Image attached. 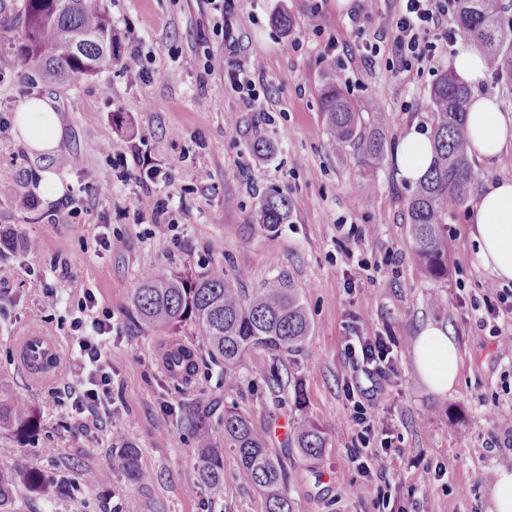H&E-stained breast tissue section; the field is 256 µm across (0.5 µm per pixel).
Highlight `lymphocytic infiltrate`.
Masks as SVG:
<instances>
[{
    "mask_svg": "<svg viewBox=\"0 0 512 512\" xmlns=\"http://www.w3.org/2000/svg\"><path fill=\"white\" fill-rule=\"evenodd\" d=\"M457 9V0H391L387 20V46L365 41L356 50H349L337 37H328L322 51L324 59L338 68H346L353 61L370 63L379 55H386L389 71L407 79L423 70L444 50H452L460 33L449 28L448 17ZM231 90L236 92L246 108H254L261 93L268 89L267 76L260 64L231 63L224 72ZM132 157L140 164L138 178L141 193L137 198L141 212L150 214L161 233L171 229L168 206L160 195L159 185L169 182V175L161 174L146 163L140 151ZM69 343L72 373L76 385H63L61 392L71 400L73 424L82 432L102 429L111 415L112 358L104 349V342L112 330L109 317H97L90 329L75 325ZM344 354L359 370L358 378L345 384V393L351 404L350 419L360 442L359 447L346 452L344 462L359 472L365 483L363 492L373 504L387 501L384 486L375 482V474H386L391 464V439H377L378 426L373 412L383 383L393 372L391 339L387 336L348 337Z\"/></svg>",
    "mask_w": 512,
    "mask_h": 512,
    "instance_id": "f902f5d3",
    "label": "lymphocytic infiltrate"
}]
</instances>
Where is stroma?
<instances>
[{"label":"stroma","instance_id":"1","mask_svg":"<svg viewBox=\"0 0 512 512\" xmlns=\"http://www.w3.org/2000/svg\"><path fill=\"white\" fill-rule=\"evenodd\" d=\"M96 3L123 41L121 63L60 86L0 74V229L18 227L40 242L38 251L0 258V402L30 404L39 422L22 437L0 430V461L23 462L43 476L40 488L16 487L19 512H264L232 451L224 453L223 490L200 485L193 441L171 408L203 393L235 405L265 433L288 467L294 512H376L361 495L360 475L343 461L355 435L345 395L353 369L343 346L355 328L397 340L395 370L375 405L392 438L391 512H492L495 471L512 470V449L488 446L512 425V355L499 347L512 335V321L501 324L498 337L479 323L493 277L476 258L467 208L447 210L454 244L447 279L422 273L407 231L412 187L397 178L394 164L411 124L432 128L430 90L449 72L450 54L408 79L394 77L382 55L341 70L321 57L325 39L308 26L310 6L322 4L327 33L351 46L385 35L386 0H366L370 20L359 26L341 0H237L238 57L261 60L269 81L248 110L224 83L216 0ZM282 13L292 20L286 31L275 23ZM130 32L140 39L136 60L124 42ZM290 34L301 40L298 51L283 47ZM329 76L353 104L375 106L364 118L383 126L386 152L373 181H366L362 159L340 149L323 126L320 92ZM32 95L51 99L62 115L65 137L55 153H29L12 131L17 106ZM134 136L150 164L173 178L175 225L164 236L137 220L138 166L129 165L124 180H103ZM258 138L275 146L273 158L252 153ZM47 172L64 187L53 203L37 191ZM270 187L295 201L272 244L252 224ZM71 209L78 218L68 217ZM101 233L117 248L97 252ZM216 266L243 273L248 292L277 276L299 288L313 325L294 367L304 403L268 382L273 361L260 351L245 357L234 388L208 365L191 383L173 382L158 360L160 337L134 330L128 302L140 282ZM87 290L112 322V415L106 431L93 435L70 427L69 402L56 393L72 382L69 370L33 381L18 357L28 334L67 345ZM429 322L452 327L461 356L459 381L445 396L430 390L412 358ZM303 417L329 434L323 461L301 456L277 429ZM126 443L137 447L149 483L118 475L96 486L76 480L77 472L106 469L113 446Z\"/></svg>","mask_w":512,"mask_h":512}]
</instances>
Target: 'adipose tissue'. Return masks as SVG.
Returning a JSON list of instances; mask_svg holds the SVG:
<instances>
[{
    "instance_id": "1",
    "label": "adipose tissue",
    "mask_w": 512,
    "mask_h": 512,
    "mask_svg": "<svg viewBox=\"0 0 512 512\" xmlns=\"http://www.w3.org/2000/svg\"><path fill=\"white\" fill-rule=\"evenodd\" d=\"M456 51L454 71L474 90L466 123L469 153L490 163L512 149V113L503 111L495 97L478 92L487 73L484 55L464 43L458 44ZM13 122L18 141L32 152L54 153L65 136L61 117L46 97L34 95L22 101ZM431 158L429 133L411 127L395 153L396 174L407 183H417ZM469 219V235L477 245L480 265L498 280L512 281V180L493 182L481 192ZM413 359L417 372L434 393L443 396L453 390L459 352L451 328L425 325L414 343Z\"/></svg>"
}]
</instances>
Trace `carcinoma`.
Here are the masks:
<instances>
[{
    "label": "carcinoma",
    "instance_id": "obj_1",
    "mask_svg": "<svg viewBox=\"0 0 512 512\" xmlns=\"http://www.w3.org/2000/svg\"><path fill=\"white\" fill-rule=\"evenodd\" d=\"M458 29L469 37L494 66L497 76L512 81V22L506 23L497 0H458ZM120 56L112 23L94 0H24V9L12 15L0 7V62L17 64L14 71L46 81L93 75ZM469 92L446 74L434 85L429 106L434 115L433 160L423 180L408 198V232L418 266L433 279L448 278L446 210L468 199L477 177L468 158L464 121ZM321 118L336 144L353 146L371 164L381 162L385 150L383 128L366 122L362 113L329 78L321 92ZM295 204L277 188L267 189L255 215L256 227L269 244L277 227L288 223ZM39 247L35 239L0 232V256L21 246ZM239 276L222 269L197 274L172 272L141 282L131 296L133 324L142 331L191 332L189 342L168 338L160 345L166 376L190 382L202 358L224 369V386L235 384L245 355L261 350L276 361L298 356L313 326L298 289L273 279L252 295L237 287ZM181 427L195 443L194 468L201 484L224 487V449H231L255 486L264 512H293L288 495V471L273 456L265 435L234 406L217 414V403L197 397L178 407ZM218 416L224 434L213 435L212 417ZM20 434L37 427L29 405H0V426ZM293 444L302 455L321 460L328 448L324 429L303 418L296 423ZM108 469L129 482L151 479L139 463L138 450L128 444L112 452ZM26 477L18 463L0 465V512H16L14 488Z\"/></svg>",
    "mask_w": 512,
    "mask_h": 512
}]
</instances>
